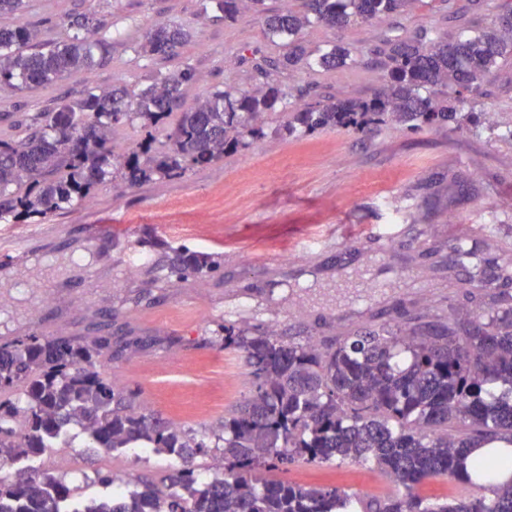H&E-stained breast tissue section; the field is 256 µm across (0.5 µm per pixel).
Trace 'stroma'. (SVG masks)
Listing matches in <instances>:
<instances>
[{
  "label": "stroma",
  "mask_w": 512,
  "mask_h": 512,
  "mask_svg": "<svg viewBox=\"0 0 512 512\" xmlns=\"http://www.w3.org/2000/svg\"><path fill=\"white\" fill-rule=\"evenodd\" d=\"M108 10L119 28L161 21L190 27L193 38L162 65L137 57L128 43L112 42L111 62L91 73L27 92L0 91V137L21 118L59 97L92 85L139 91L155 69L191 66L187 101L230 84L256 90L254 63L281 54L261 21L244 10L234 21L203 17L200 0H24L20 16H0V26L23 19L42 40L56 39L67 17ZM512 0H412L391 18L346 28L314 24L301 40L312 54L341 44L355 61L334 70L289 69L271 78L291 91L289 107L310 95L368 97L383 72L376 54L393 37L429 31L454 35L495 22ZM465 111L480 115L460 130L411 132L390 124L364 135L325 130L295 137L267 135L209 168L179 179L130 187L99 186L65 214L31 225L1 224L0 240L28 236L7 266L37 283L35 295L0 287V326L5 338L112 337V354L98 369L120 387L139 390L151 410L198 431L208 430L247 396L243 353L226 350L224 328H262L284 341L314 344L346 335L364 324L399 321L402 311L424 317L479 310L512 283L477 289L492 276L502 254H512V58L470 95ZM99 224H129L125 244L138 261L125 269L110 251ZM470 225L478 239L465 265L449 258L457 227ZM210 256L216 272L204 278L171 276L176 249ZM313 259L298 263L303 251ZM385 259L378 277L388 292L360 311L337 317V283H354ZM70 456L47 455L44 465L64 474L79 499L105 495L97 473L122 480H161L171 461L146 448L108 457L86 435L74 438ZM310 487H336L384 497L396 487L377 471L349 463L292 465L277 471Z\"/></svg>",
  "instance_id": "35a3bbf8"
}]
</instances>
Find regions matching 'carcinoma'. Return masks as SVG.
Here are the masks:
<instances>
[{
  "instance_id": "obj_1",
  "label": "carcinoma",
  "mask_w": 512,
  "mask_h": 512,
  "mask_svg": "<svg viewBox=\"0 0 512 512\" xmlns=\"http://www.w3.org/2000/svg\"><path fill=\"white\" fill-rule=\"evenodd\" d=\"M260 16L267 37L285 53L257 64L261 77L290 67L336 69L355 61L334 45L311 62L300 45L314 23L343 28L398 13L406 0H303V10H273L265 0H200L206 17L232 21L240 4ZM121 35L97 13H76L60 37L40 39L26 22L0 27V91L31 92L73 72L91 73L111 59ZM191 33L174 21L140 32L137 57L178 55ZM512 57V11L491 27L462 36L419 33L390 39L380 62L384 84L369 98L317 100L288 113L274 133L370 132L388 123L411 131L456 129L478 122L463 112L464 94ZM194 71L158 72L131 96L126 87L87 86L31 117L18 140L0 139V223L37 221L67 211L95 188L120 181L135 187L204 169L265 135L258 124L290 93L274 83L249 92L231 85L187 103ZM138 124L145 142L117 154L112 138ZM180 276L211 269L207 257L175 252ZM365 325L334 342L291 345L257 329L224 330V348L244 354L250 396L211 430L224 474L198 481L188 462L209 455L207 432L176 427L149 411L138 392L112 385L96 367L112 355V337L20 336L0 343V466L42 458L54 440L78 428L110 455L133 444L176 465L158 485L89 498L72 505V490L48 470L0 477V512H512V480L491 482L494 466L474 456L492 441L512 445V296L476 315L448 314L432 323ZM370 465L398 486L386 498H364L258 474L293 463ZM434 478L468 484L453 501L420 493Z\"/></svg>"
}]
</instances>
